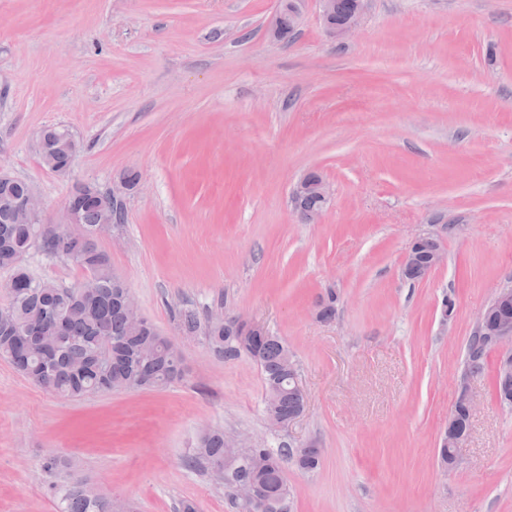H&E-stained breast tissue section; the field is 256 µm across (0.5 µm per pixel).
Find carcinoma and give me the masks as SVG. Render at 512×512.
Returning a JSON list of instances; mask_svg holds the SVG:
<instances>
[{
  "label": "carcinoma",
  "instance_id": "obj_1",
  "mask_svg": "<svg viewBox=\"0 0 512 512\" xmlns=\"http://www.w3.org/2000/svg\"><path fill=\"white\" fill-rule=\"evenodd\" d=\"M65 133L60 127L41 133L39 154L51 170L67 156ZM30 188L29 182L14 177L0 181V268L13 269L8 285L10 302L0 308V356L37 387L69 398L163 388L181 377L183 358L174 345L152 323L138 327L130 322L125 312L126 304L133 303L130 289L114 274L109 256L99 247L98 236L122 223L121 208L103 207L99 190L79 199L87 237L80 253L63 258L96 278L97 288L81 293L72 286L37 280L21 265V257L35 244H45L53 232L50 224L13 222L9 202ZM296 205L308 221L324 209L312 193L299 198ZM178 318L184 332L203 331L217 356L236 359L245 354L258 363L264 390L276 393L273 414L266 419L286 417L300 407L301 397L288 370L292 358L280 337L243 335L222 321L203 323L193 308L180 310ZM490 350L488 337L473 334L466 359L469 374H482ZM285 456L304 471H312L320 463L314 452L287 444L279 445L277 452L256 445L241 448L228 458L224 431L219 429H208L199 436L195 459L204 462L229 491L244 481L256 486L255 502H236L240 512H291L281 465ZM42 470L50 476H67L60 484L48 485L58 512H131L128 502L101 495L87 480L70 475V464L62 456H45Z\"/></svg>",
  "mask_w": 512,
  "mask_h": 512
}]
</instances>
